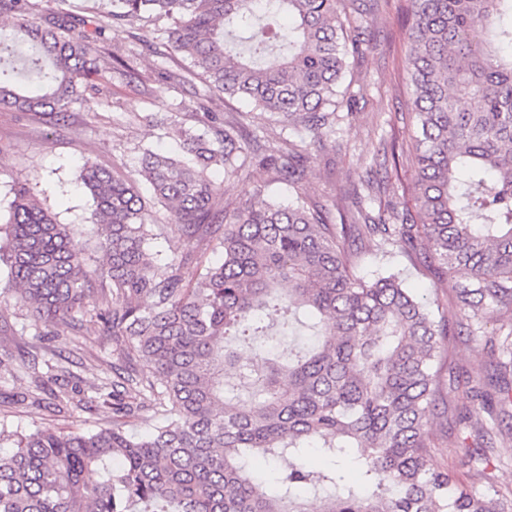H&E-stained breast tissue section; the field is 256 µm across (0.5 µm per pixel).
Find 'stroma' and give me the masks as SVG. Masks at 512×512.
Here are the masks:
<instances>
[{"mask_svg": "<svg viewBox=\"0 0 512 512\" xmlns=\"http://www.w3.org/2000/svg\"><path fill=\"white\" fill-rule=\"evenodd\" d=\"M399 0H338L341 17L364 15L365 45L345 78L354 102L351 122L328 137L321 159L310 169L303 189L323 207H332L369 166L380 140L407 141L412 124L404 111L405 74L402 60L406 42L400 29ZM106 69L100 87L105 105L96 110L73 105L66 121L40 113L0 110V225L9 217L16 186L27 185L58 223L69 225L74 238L83 245L89 268L103 262L99 244L104 232L92 224L93 203L79 185L78 173L85 162L123 174H134L144 149L177 151V126L193 125L192 113L204 91L200 82L176 84L160 75L159 57L130 37L127 29H106L101 43ZM135 53V76L112 72L113 54ZM167 128H160V119ZM242 171L224 197L225 204L262 193L266 199L291 202L296 193L285 182L273 179L271 170L257 158L239 157ZM385 268L402 272L407 287L439 303V313L449 324H456L457 310L452 301L451 283L439 279L426 265L412 266L400 249L373 251L358 259L361 275L369 277ZM79 330L60 325L54 328L36 319L14 293L0 294V430L25 433L52 429L83 433L111 423L108 414L74 410L59 415L49 407V394L38 401L27 398L34 388L30 378L13 379L12 371L23 362L51 350L68 356L79 374L84 391L112 376V352L108 337L99 335L89 313L75 315ZM512 330V314L502 313L484 322L480 332L461 333L449 344V369L441 374L444 403L433 424L434 449L428 460L438 469H448L456 479L478 493L495 488L502 492V512H512V463L494 462L487 477L469 471L464 464L469 448L475 447L469 417L481 408L472 398V389L485 381L490 370L485 343Z\"/></svg>", "mask_w": 512, "mask_h": 512, "instance_id": "1", "label": "stroma"}]
</instances>
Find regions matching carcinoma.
Instances as JSON below:
<instances>
[{
	"mask_svg": "<svg viewBox=\"0 0 512 512\" xmlns=\"http://www.w3.org/2000/svg\"><path fill=\"white\" fill-rule=\"evenodd\" d=\"M337 3L109 0L107 18L130 29L170 20L156 40L140 39L186 62L168 79L198 78L205 98L244 97L301 128L258 154L297 188L335 131L348 59L363 50L362 27L346 26ZM399 11L414 215L396 204L368 212L370 179L346 194L349 223L300 194L282 206L257 193L227 210L209 170L238 176L254 116L220 117L203 103L194 116L204 130L180 131L186 158L147 149L138 172L184 238L176 258L152 252L150 214L130 176L88 163L80 172L92 222L106 228V262L95 270L69 228L28 187L14 188L0 227L4 289L43 322L70 326L93 278L108 279L111 298L94 316L116 362L112 381L90 395L53 352L46 371L27 366L53 411L94 409L112 425L12 434L13 451L0 453V512H498L494 499L427 463L448 323L400 273L367 280L357 259L398 246L411 260L426 251L440 275L468 271L452 288L458 326L472 333L512 310V0H401ZM75 22L62 11L44 17L30 0H0V109L59 121L75 103L102 104L103 27L76 33ZM208 251L222 259L202 265ZM190 265L204 269L187 282ZM270 309L286 328L316 332L317 346L259 359L251 337L285 333L264 323ZM503 392L490 376L474 397L490 407ZM129 418L150 429L127 434ZM312 449L320 469L308 467ZM491 452L469 450L477 474ZM257 456L284 463L272 491L253 475Z\"/></svg>",
	"mask_w": 512,
	"mask_h": 512,
	"instance_id": "1",
	"label": "carcinoma"
}]
</instances>
